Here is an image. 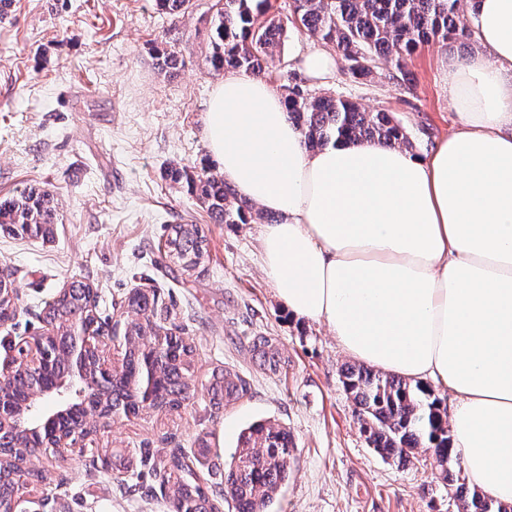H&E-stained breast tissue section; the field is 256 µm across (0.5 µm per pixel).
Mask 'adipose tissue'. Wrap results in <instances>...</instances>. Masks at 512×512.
<instances>
[{
	"label": "adipose tissue",
	"mask_w": 512,
	"mask_h": 512,
	"mask_svg": "<svg viewBox=\"0 0 512 512\" xmlns=\"http://www.w3.org/2000/svg\"><path fill=\"white\" fill-rule=\"evenodd\" d=\"M479 50L442 61L459 122L425 157L309 150L283 98L225 74L205 113L225 183L276 215L261 259L291 316L368 365L450 391L454 446L512 503V0H468Z\"/></svg>",
	"instance_id": "obj_1"
}]
</instances>
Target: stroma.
<instances>
[{"mask_svg": "<svg viewBox=\"0 0 512 512\" xmlns=\"http://www.w3.org/2000/svg\"><path fill=\"white\" fill-rule=\"evenodd\" d=\"M215 2L190 0L186 13L170 15L154 0H14L0 18V198L41 188L57 210L48 239L0 233V273L19 296L15 319L0 325V364L13 345L42 333L43 309L74 280L95 289L104 320L131 317V289L154 294L194 349L191 390L178 411L101 426L47 463L52 481L32 486L30 497L45 500L44 512H170L154 466L203 441L215 465L206 482L223 480L236 446L226 427L267 419L295 441L276 512H456L430 450L417 449L400 466L368 447L342 386L352 358L326 324L288 314L261 266V222L214 223L165 177L176 164L219 172L204 136L207 102L223 78L205 61ZM164 47L180 61L167 74L154 59ZM319 49L337 51L288 29L268 61V84L281 90L291 68ZM447 54L438 43L422 47L408 61L410 86L384 68L371 81L353 79L341 58L331 76L306 78L305 86L389 110L422 156L458 124L441 69ZM170 224L201 225L203 263L186 271L166 256ZM257 336L277 345L279 371L255 356ZM218 368L248 392L215 410L206 387ZM115 451L131 460L143 489L124 488L105 465Z\"/></svg>", "mask_w": 512, "mask_h": 512, "instance_id": "stroma-1", "label": "stroma"}]
</instances>
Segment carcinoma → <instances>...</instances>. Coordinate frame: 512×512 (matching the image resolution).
I'll list each match as a JSON object with an SVG mask.
<instances>
[{
    "label": "carcinoma",
    "mask_w": 512,
    "mask_h": 512,
    "mask_svg": "<svg viewBox=\"0 0 512 512\" xmlns=\"http://www.w3.org/2000/svg\"><path fill=\"white\" fill-rule=\"evenodd\" d=\"M271 0H222L211 22L208 64L216 71H232L264 77L265 58L272 55L288 28L301 29L326 44H334L349 62L352 77L368 78L378 64L391 67L389 76L404 83L413 81L407 60L422 46L437 41L464 45L472 30L464 15L463 0H293L287 21L270 14ZM289 119L301 130L308 148L315 150L331 143L378 142L390 147L411 145L406 129L385 109L368 112L343 97L312 95L292 76L284 86ZM174 183L187 189L207 207L218 224H246L263 214L253 213L254 205L239 197L224 179L208 171L194 172L174 165L167 171ZM54 197L39 188L0 198V230L14 236L45 237L55 223ZM166 247L171 257L192 267L208 253V239L196 224L167 226ZM88 284L73 281L66 297L49 314L58 330L57 344L69 348L74 343L71 326L82 315ZM128 306L141 312L144 321H117L112 328L124 336H149L164 329L155 297L137 291ZM263 365L275 372L280 368L276 345L265 336L252 343ZM125 370L111 379L103 374L92 381L97 389L112 393V409L126 417L138 415L141 401L135 395L145 363L154 369V393L159 407L176 411L188 389L194 350L174 325L165 333L158 348L142 345L125 350ZM343 386L352 399L359 430L367 445L384 459L405 465L414 451L434 450L440 478L448 486V496L457 512H512V505L496 502L478 489H469L461 477L459 456L448 428L445 409L433 390L400 377L376 372L361 365H349L342 372ZM53 358L45 363L41 378L26 377L5 381L14 403L25 401L27 387L52 383ZM247 392L245 381L219 369L207 386L211 407L240 399ZM11 453L0 458V480L8 487L17 484L16 475L28 441L22 437L0 442ZM294 442L288 430L269 421L245 428L238 447L224 466V481L203 483L194 462L182 455L167 461L170 470L180 474L169 500L171 512H212L218 498L230 497L236 512H272L282 484L288 480Z\"/></svg>",
    "instance_id": "carcinoma-1"
}]
</instances>
